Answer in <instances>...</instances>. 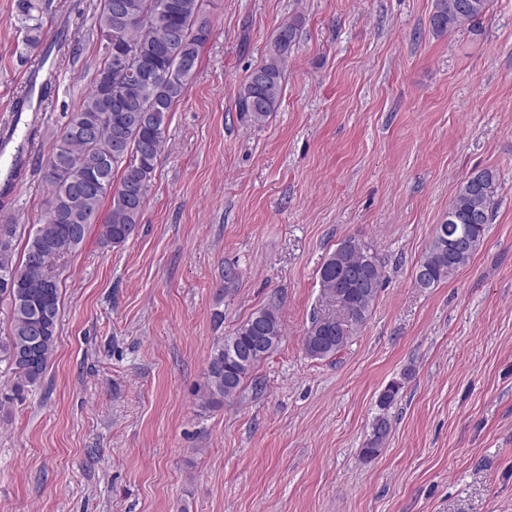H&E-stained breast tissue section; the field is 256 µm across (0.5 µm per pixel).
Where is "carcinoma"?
<instances>
[{"instance_id": "1", "label": "carcinoma", "mask_w": 512, "mask_h": 512, "mask_svg": "<svg viewBox=\"0 0 512 512\" xmlns=\"http://www.w3.org/2000/svg\"><path fill=\"white\" fill-rule=\"evenodd\" d=\"M123 10H112V0H101L97 29L101 41L116 36L130 69L145 68L151 78L140 82L112 71V55L102 53L88 94L70 113L56 137L44 173L50 198L44 222L25 241L23 258H15L18 225L0 221V299L10 304V327L0 340L17 387L40 383L55 349L60 322V280L53 268L61 255L76 251L91 226L99 225L105 245H120L136 230L147 188L158 158L167 146L169 113L185 96L197 74L208 40L209 23L201 14L200 0H121ZM488 0H436L431 23L446 31L485 15ZM50 0H15L21 44L26 55L40 60L32 70L25 93L14 104V125L25 112L37 113L53 94V73L39 74L52 58L66 51L63 36L47 40L45 30ZM300 21L282 24L265 61L249 70L241 84L236 109L253 124L264 123L277 111L283 97V70L295 43ZM16 149L0 188L5 196L21 177ZM97 178L100 188L81 193L75 183L76 166ZM498 192L496 174L483 170L465 178L448 207V218L437 225L418 263L428 289L450 279L466 266L482 245ZM324 297L339 301L349 314L345 332L322 316L312 318L303 337L306 353L314 359L344 350L362 326L381 285V265L368 245L342 240L319 269ZM284 336L279 309L268 306L252 313L231 334L216 340L203 381L196 392L212 408L224 406L242 391L258 364L275 351ZM390 431L380 416L363 454L372 457Z\"/></svg>"}]
</instances>
